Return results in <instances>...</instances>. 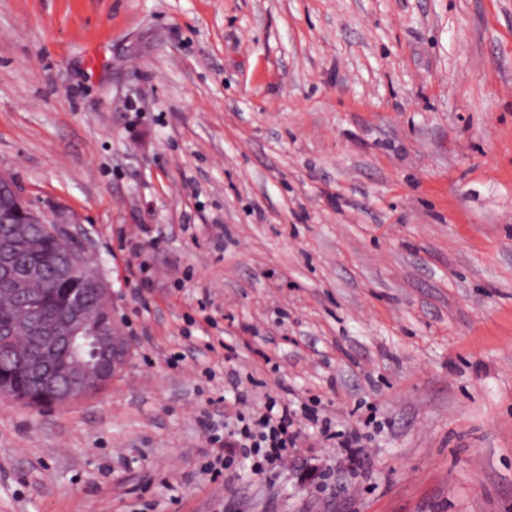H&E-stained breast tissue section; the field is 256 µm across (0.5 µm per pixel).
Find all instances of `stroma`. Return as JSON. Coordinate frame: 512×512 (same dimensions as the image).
Listing matches in <instances>:
<instances>
[{
	"mask_svg": "<svg viewBox=\"0 0 512 512\" xmlns=\"http://www.w3.org/2000/svg\"><path fill=\"white\" fill-rule=\"evenodd\" d=\"M0 171L134 343L0 400V512H512V0H0ZM286 388L360 468L203 474ZM319 433L325 441H333L337 448L345 453L347 458H358L361 453L359 437L354 432L336 430V423L331 419L324 418L319 425Z\"/></svg>",
	"mask_w": 512,
	"mask_h": 512,
	"instance_id": "obj_1",
	"label": "stroma"
}]
</instances>
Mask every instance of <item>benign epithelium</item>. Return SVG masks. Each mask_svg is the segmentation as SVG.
I'll return each mask as SVG.
<instances>
[{
    "instance_id": "7a95c632",
    "label": "benign epithelium",
    "mask_w": 512,
    "mask_h": 512,
    "mask_svg": "<svg viewBox=\"0 0 512 512\" xmlns=\"http://www.w3.org/2000/svg\"><path fill=\"white\" fill-rule=\"evenodd\" d=\"M0 210L20 224L52 223L45 212L29 206L11 178L1 172ZM55 236L62 248L58 262L28 266L19 272L15 271L11 243L0 240V290L29 297L33 285L46 283L52 275L80 281L88 291L107 297L104 280L86 250L64 227ZM101 316V308L75 297L55 321L36 328L42 336V353L29 364V370L35 381L54 390V399L48 404L76 398L89 379L104 386L126 367L132 343L117 322L105 323Z\"/></svg>"
}]
</instances>
